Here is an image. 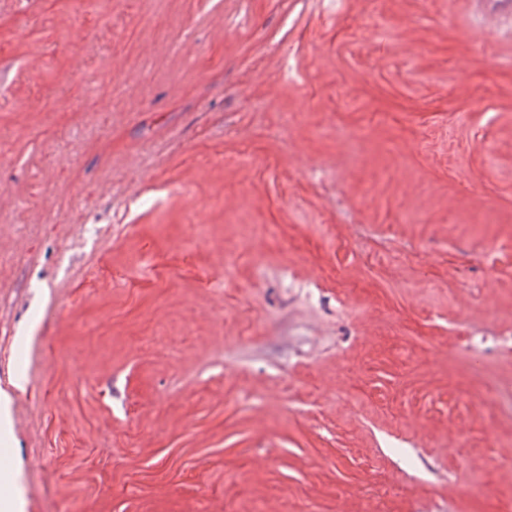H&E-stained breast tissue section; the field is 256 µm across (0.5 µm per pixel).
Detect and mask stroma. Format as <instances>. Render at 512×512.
I'll return each instance as SVG.
<instances>
[{
  "label": "stroma",
  "instance_id": "35a3bbf8",
  "mask_svg": "<svg viewBox=\"0 0 512 512\" xmlns=\"http://www.w3.org/2000/svg\"><path fill=\"white\" fill-rule=\"evenodd\" d=\"M511 338L495 7L0 0L11 512H512Z\"/></svg>",
  "mask_w": 512,
  "mask_h": 512
}]
</instances>
